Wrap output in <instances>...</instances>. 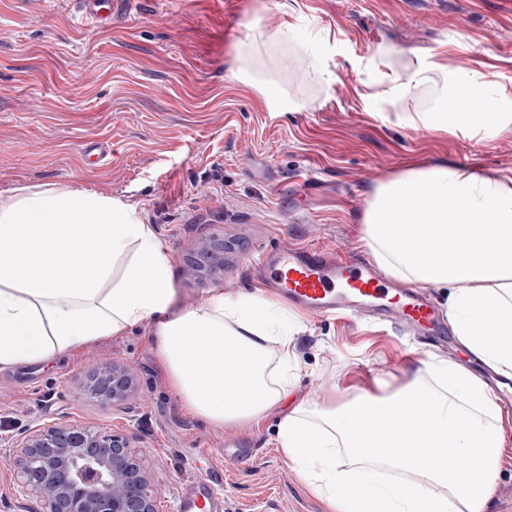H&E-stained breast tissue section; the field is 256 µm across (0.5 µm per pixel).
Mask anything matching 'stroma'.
Masks as SVG:
<instances>
[{
  "label": "stroma",
  "mask_w": 512,
  "mask_h": 512,
  "mask_svg": "<svg viewBox=\"0 0 512 512\" xmlns=\"http://www.w3.org/2000/svg\"><path fill=\"white\" fill-rule=\"evenodd\" d=\"M136 20L106 30L78 22V0H0V192L18 185L94 189L136 206L166 246L180 307L212 292H253L252 257L315 245L373 260L364 209L375 184L410 167L512 169V132L490 138L414 130L366 111L368 91L424 59L496 74L512 88V0H138ZM290 29L261 52L296 57L321 46L340 82L298 68L280 81L303 111H269L243 85L234 47ZM378 72L364 69L377 53ZM108 142L101 165L81 147ZM219 239L223 268L195 258ZM295 399L397 387L440 358L427 337L362 317L298 312ZM124 362L137 388L118 408L86 398L83 380ZM277 413L256 428L190 415L168 385L146 326L106 338L50 367L0 372V512H43L23 494L2 444L48 421L127 432L159 473V512H179L181 482L224 469V512H330L275 446ZM486 512H512V430L505 434Z\"/></svg>",
  "instance_id": "stroma-1"
}]
</instances>
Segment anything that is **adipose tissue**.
Masks as SVG:
<instances>
[{
	"mask_svg": "<svg viewBox=\"0 0 512 512\" xmlns=\"http://www.w3.org/2000/svg\"><path fill=\"white\" fill-rule=\"evenodd\" d=\"M273 112L288 109L270 58L241 55ZM434 109L403 113L412 128L464 130L481 102L484 130L512 129V91L494 74H459L420 61L366 94L368 111L424 86ZM365 243L390 277L446 290L454 335L497 374L512 378V170L406 168L377 184L362 218ZM165 246L136 209L104 193L22 185L0 192V371L49 365L145 324L170 387L194 417L246 426L281 409L276 446L334 512H484L505 439L489 384L453 360L425 362L391 392L325 405L290 402L298 323L263 292L217 290L180 309ZM393 451L369 455L377 441ZM454 449L459 465L444 456Z\"/></svg>",
	"mask_w": 512,
	"mask_h": 512,
	"instance_id": "obj_1",
	"label": "adipose tissue"
}]
</instances>
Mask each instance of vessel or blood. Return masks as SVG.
<instances>
[{
	"label": "vessel or blood",
	"instance_id": "obj_1",
	"mask_svg": "<svg viewBox=\"0 0 512 512\" xmlns=\"http://www.w3.org/2000/svg\"><path fill=\"white\" fill-rule=\"evenodd\" d=\"M130 0H80L81 23L108 28ZM266 284L288 301L316 315L340 310L369 311L416 331L440 334V315L426 297L388 284L371 265L339 260L315 248L284 246L265 253L257 263ZM223 470L184 482L180 512H224L219 492Z\"/></svg>",
	"mask_w": 512,
	"mask_h": 512
}]
</instances>
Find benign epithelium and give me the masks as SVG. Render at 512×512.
<instances>
[{
    "mask_svg": "<svg viewBox=\"0 0 512 512\" xmlns=\"http://www.w3.org/2000/svg\"><path fill=\"white\" fill-rule=\"evenodd\" d=\"M134 384L133 368L114 362L87 373L85 392L118 407ZM7 448L18 459L17 487L40 498L44 512H158L160 477L123 431L50 421Z\"/></svg>",
    "mask_w": 512,
    "mask_h": 512,
    "instance_id": "obj_1",
    "label": "benign epithelium"
}]
</instances>
